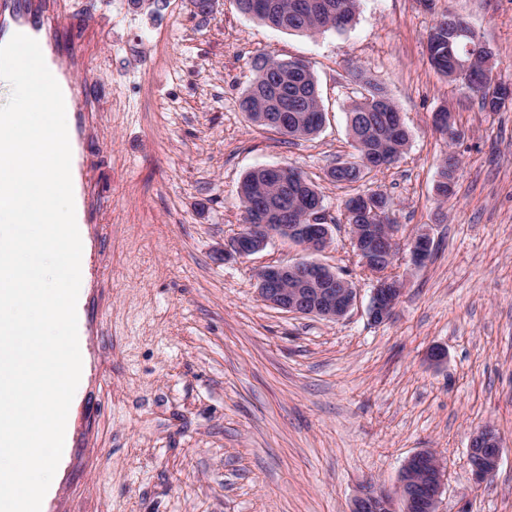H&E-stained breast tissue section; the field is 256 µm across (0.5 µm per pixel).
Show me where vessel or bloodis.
I'll use <instances>...</instances> for the list:
<instances>
[{
	"instance_id": "1",
	"label": "vessel or blood",
	"mask_w": 512,
	"mask_h": 512,
	"mask_svg": "<svg viewBox=\"0 0 512 512\" xmlns=\"http://www.w3.org/2000/svg\"><path fill=\"white\" fill-rule=\"evenodd\" d=\"M82 14L66 10L61 0H0V45L15 33L36 39L45 63L58 82L67 112L75 118L68 128L72 152L73 184L83 181L81 145L76 121L88 112H102L106 103L90 84L80 82L79 73L88 71L92 58L76 36L85 28Z\"/></svg>"
}]
</instances>
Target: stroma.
Masks as SVG:
<instances>
[{"instance_id": "1", "label": "stroma", "mask_w": 512, "mask_h": 512, "mask_svg": "<svg viewBox=\"0 0 512 512\" xmlns=\"http://www.w3.org/2000/svg\"><path fill=\"white\" fill-rule=\"evenodd\" d=\"M93 3L81 38L107 109L83 118L85 386L45 512H349L360 484L393 488L428 448L447 471L438 512H512V102L481 111L426 48L432 21L458 14L512 84V0H360L352 28L314 37L234 0L204 20L189 0ZM259 56L309 61L326 112L315 137L284 141L240 110ZM354 67L384 83L409 142L343 188L326 173L356 154ZM442 108L456 143L432 125ZM450 152L460 165L444 200L435 184ZM283 165L322 195L332 239L320 260L357 290L342 319L260 299L261 269L304 258L294 242L224 254L243 228L244 175ZM363 192L390 198L400 227L391 273L404 294L382 324L345 220ZM421 229L433 253L417 265L409 239ZM485 424L503 452L480 485L468 446Z\"/></svg>"}]
</instances>
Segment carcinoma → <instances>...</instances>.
Returning a JSON list of instances; mask_svg holds the SVG:
<instances>
[{
  "mask_svg": "<svg viewBox=\"0 0 512 512\" xmlns=\"http://www.w3.org/2000/svg\"><path fill=\"white\" fill-rule=\"evenodd\" d=\"M238 11L266 25L288 32L314 35L328 30L342 31L356 18L359 0H235ZM465 20L451 12L441 15L431 25L427 50L431 65L454 82L451 59L467 58L466 43L448 46V21ZM492 53L485 46L473 56L470 72L464 81L479 97L481 109L497 112L501 105L493 97L487 65ZM257 77L240 100V108L251 122L288 139L299 140L317 134L325 121L317 81L310 65L299 59H276L261 56L255 61ZM365 94L347 107L346 120L356 160L340 161L327 171L328 179L338 185L351 186L366 181L384 166L399 161L405 153L409 136L399 110L384 84L375 76L359 69L350 71ZM288 116V130L266 123L263 118L278 111ZM458 159L448 155L440 170L436 190L447 199L454 194ZM239 195L244 208V223L267 224L269 214L281 215L280 224H308L322 206L316 185L301 171L288 168V179L281 181L274 172L257 168L245 174ZM390 202L380 193H364L346 203L349 224H392Z\"/></svg>",
  "mask_w": 512,
  "mask_h": 512,
  "instance_id": "obj_1",
  "label": "carcinoma"
}]
</instances>
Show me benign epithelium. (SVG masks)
<instances>
[{
  "label": "benign epithelium",
  "mask_w": 512,
  "mask_h": 512,
  "mask_svg": "<svg viewBox=\"0 0 512 512\" xmlns=\"http://www.w3.org/2000/svg\"><path fill=\"white\" fill-rule=\"evenodd\" d=\"M283 230L296 234L300 246H310V254L325 251L331 241L328 224H250L246 233L234 237L224 253L251 255ZM361 235L365 236V243L358 255L366 268L375 254L397 241L394 226L382 229L372 224L362 230L358 224L351 225L350 237L356 241ZM431 250L429 234L421 231L413 237L411 255L415 263H420V258ZM257 290L261 299L274 308L325 319L346 315L356 298L354 288L336 289V271L313 260L261 270ZM401 295L402 288L395 280L380 277L368 308L370 319L379 324L389 320ZM469 458L477 482L482 483L494 474L501 458V446L492 429L485 427L472 435ZM445 477V468L436 463L430 451L420 450L406 460L395 493L383 491L367 481L354 497L350 512H437Z\"/></svg>",
  "instance_id": "1"
}]
</instances>
